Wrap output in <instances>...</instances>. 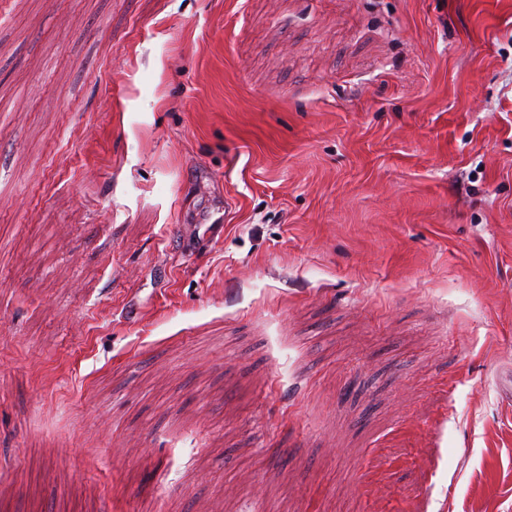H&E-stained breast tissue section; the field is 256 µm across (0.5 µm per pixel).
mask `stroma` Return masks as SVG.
Listing matches in <instances>:
<instances>
[{
  "instance_id": "stroma-1",
  "label": "stroma",
  "mask_w": 512,
  "mask_h": 512,
  "mask_svg": "<svg viewBox=\"0 0 512 512\" xmlns=\"http://www.w3.org/2000/svg\"><path fill=\"white\" fill-rule=\"evenodd\" d=\"M0 512H512V0H0Z\"/></svg>"
}]
</instances>
